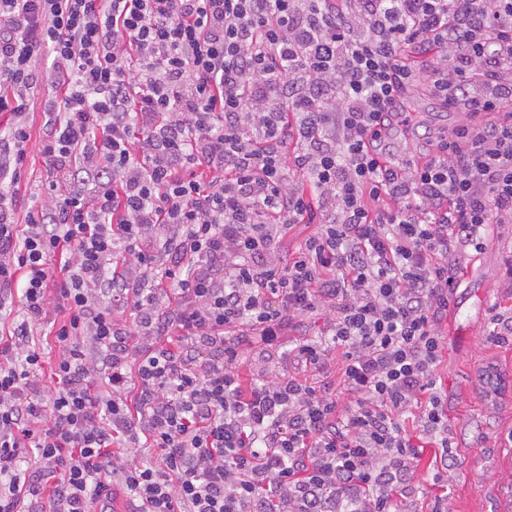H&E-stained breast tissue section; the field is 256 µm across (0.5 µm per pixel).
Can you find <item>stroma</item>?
Returning <instances> with one entry per match:
<instances>
[{
	"label": "stroma",
	"instance_id": "obj_1",
	"mask_svg": "<svg viewBox=\"0 0 512 512\" xmlns=\"http://www.w3.org/2000/svg\"><path fill=\"white\" fill-rule=\"evenodd\" d=\"M410 103L415 126L430 131L452 130L462 122L455 108L416 90ZM452 268L472 267L448 292L455 320H442L446 338L437 378L448 395V426L455 465L448 476L450 512H504L512 500V344H497L488 336L489 312H512V224L503 225L482 254L458 248L448 254ZM323 316L310 315L303 330H288L279 350L260 343L242 346L235 370L251 383L258 363L276 368L284 377L306 381L315 388L342 386V357L328 349L320 367L301 363L290 354L301 332L320 334ZM434 450H426L416 478L397 498L403 512H431L436 489L430 485L436 467Z\"/></svg>",
	"mask_w": 512,
	"mask_h": 512
}]
</instances>
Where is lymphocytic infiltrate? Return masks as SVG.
Instances as JSON below:
<instances>
[{
	"mask_svg": "<svg viewBox=\"0 0 512 512\" xmlns=\"http://www.w3.org/2000/svg\"><path fill=\"white\" fill-rule=\"evenodd\" d=\"M424 80L512 108V0H0V512H98L114 485L135 512H397L427 444L445 486L448 252L512 223V122L395 161L391 104ZM32 147L54 178L23 212ZM51 288L67 316L38 338ZM320 309L297 356L341 349L340 391L243 387L240 347ZM173 332L127 372L129 337ZM47 97V91H42L31 104L28 112V122L30 125V134L32 143H38L45 135V128L42 124L41 111L44 99ZM316 224H291L275 241V249L284 258H288L296 248L315 230Z\"/></svg>",
	"mask_w": 512,
	"mask_h": 512,
	"instance_id": "f902f5d3",
	"label": "lymphocytic infiltrate"
}]
</instances>
